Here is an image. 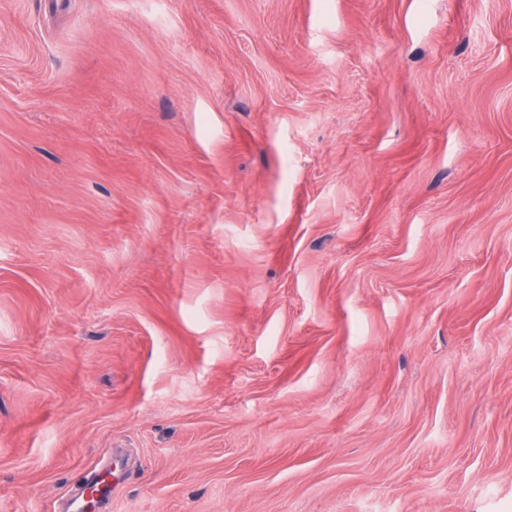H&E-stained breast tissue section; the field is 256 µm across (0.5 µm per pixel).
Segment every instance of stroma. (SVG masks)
Listing matches in <instances>:
<instances>
[{
    "label": "stroma",
    "mask_w": 512,
    "mask_h": 512,
    "mask_svg": "<svg viewBox=\"0 0 512 512\" xmlns=\"http://www.w3.org/2000/svg\"><path fill=\"white\" fill-rule=\"evenodd\" d=\"M512 512V0H0V512ZM89 497L75 496L69 500L63 511L67 512H87L89 509H95L96 504L107 499L112 492V484L104 477L92 474L88 479Z\"/></svg>",
    "instance_id": "1"
}]
</instances>
